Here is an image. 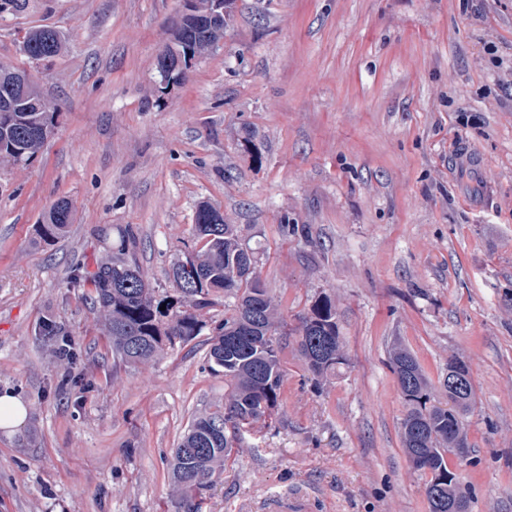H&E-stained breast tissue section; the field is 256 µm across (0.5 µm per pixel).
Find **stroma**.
<instances>
[{
	"label": "stroma",
	"mask_w": 512,
	"mask_h": 512,
	"mask_svg": "<svg viewBox=\"0 0 512 512\" xmlns=\"http://www.w3.org/2000/svg\"><path fill=\"white\" fill-rule=\"evenodd\" d=\"M180 7L29 0L0 15V62L27 69L57 112L35 158L0 163V391L29 407L20 434L0 432V512H177L172 451L224 404L206 362L224 295L200 336L134 367L69 276L132 230L145 279L173 292L203 202L237 225L287 320L332 300L347 357L317 385L283 347L278 405L203 512L296 488L318 512H428L401 444L396 341L434 381L450 356L469 362L471 448L448 466L472 512H512V0H236L223 40L163 90ZM41 25L66 48L32 63L19 35ZM61 199L67 235L39 242Z\"/></svg>",
	"instance_id": "35a3bbf8"
}]
</instances>
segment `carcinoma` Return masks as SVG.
I'll list each match as a JSON object with an SVG mask.
<instances>
[{
	"label": "carcinoma",
	"mask_w": 512,
	"mask_h": 512,
	"mask_svg": "<svg viewBox=\"0 0 512 512\" xmlns=\"http://www.w3.org/2000/svg\"><path fill=\"white\" fill-rule=\"evenodd\" d=\"M217 34L206 10L195 8L181 27L171 54L167 83L183 81L178 58L191 53L207 54ZM64 48L63 35L44 28L29 30L21 52L36 61H49ZM19 68L0 64V162L30 160L45 144L33 133L45 129L53 133L55 113L38 86L30 84L16 91L14 73ZM43 215L37 226L38 238L53 242L61 238L73 221L72 207L63 201ZM216 209L201 203L196 211L195 231L199 248L171 267L169 276L176 285L171 295L149 286L135 261L117 258L103 262L87 277L75 269L70 283L94 288L93 304L100 313L112 354L131 365L149 364L169 345H185L201 335L205 322L200 310L207 296L223 291L232 313L212 328L207 362L213 371L224 373V407L195 418L171 462V481L178 512H201L196 491L212 482L224 457L244 433L254 429L277 407L283 371L278 331L285 327L284 316L269 297L256 270L255 253L245 246L233 224H214ZM292 335L314 379L335 374L347 361L344 338L336 323V310L328 297L315 302L310 312L298 316ZM390 362L406 412L400 422L402 448L417 472L430 474L425 484L429 512H448V504L468 498L460 477L448 469V454L470 448L464 417L474 402L470 368L458 356L448 358V373L439 379L447 401L431 403L432 383L414 353L401 343L390 349Z\"/></svg>",
	"instance_id": "cac0c4a2"
}]
</instances>
